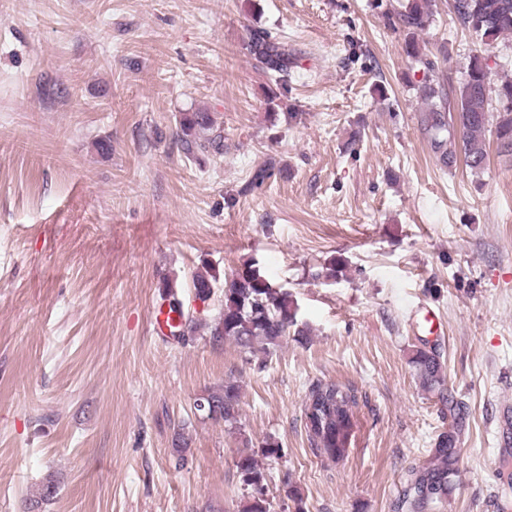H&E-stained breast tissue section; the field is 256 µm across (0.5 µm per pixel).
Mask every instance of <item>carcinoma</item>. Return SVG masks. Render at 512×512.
I'll list each match as a JSON object with an SVG mask.
<instances>
[{"mask_svg": "<svg viewBox=\"0 0 512 512\" xmlns=\"http://www.w3.org/2000/svg\"><path fill=\"white\" fill-rule=\"evenodd\" d=\"M453 14L463 29L485 45L512 36V0H454ZM432 16L431 0H406L401 10L387 17V24L403 27L413 35L429 27ZM246 49L277 84L287 83L299 66V57L288 43L263 28L250 30ZM495 75L497 68L488 64V57L475 55L458 86L448 89L430 79L418 86L419 97L427 102V110L420 117V129L442 163L456 160L452 146L459 141L465 165L481 169L487 156L486 133L492 122L498 152L512 156V107H493L502 97L512 99V78L505 76L497 81ZM178 140L189 157L199 152L219 155L224 136L211 113L182 112ZM216 280V275L208 270L197 273L193 281L196 297L207 301ZM290 334L307 335V329L297 323V308L291 294L276 289L253 263L239 269L225 283L224 310L211 325L213 340L228 339L253 349L257 343L275 345ZM413 364L425 387L443 386L437 351H417ZM208 400L219 411L214 420L230 425L237 422L240 392L235 382L227 381L209 391ZM355 406L354 396L339 384L318 383L310 388L303 409L304 427L317 455L331 460L345 455ZM448 416L452 419L449 430L439 434L426 462L411 474L405 500L410 512H423L448 496L449 477L458 470L459 462L455 437L462 427L460 407L452 399L448 400ZM238 469L243 483L252 489L245 512H273L255 458H240Z\"/></svg>", "mask_w": 512, "mask_h": 512, "instance_id": "1", "label": "carcinoma"}]
</instances>
